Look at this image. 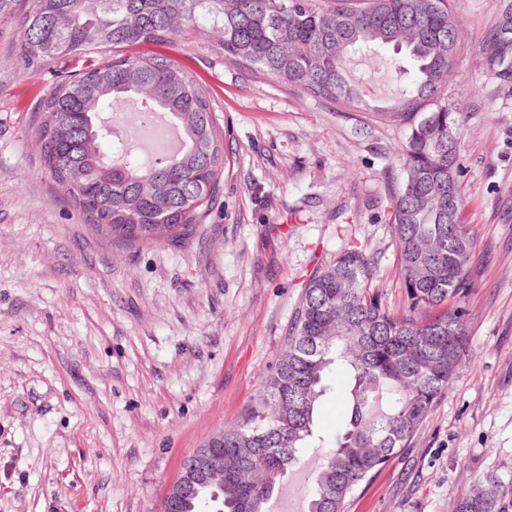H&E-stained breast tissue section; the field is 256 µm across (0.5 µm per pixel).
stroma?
<instances>
[{
  "mask_svg": "<svg viewBox=\"0 0 512 512\" xmlns=\"http://www.w3.org/2000/svg\"><path fill=\"white\" fill-rule=\"evenodd\" d=\"M0 5V512H162L183 460L237 423L284 348L310 274L350 245L379 259L403 308L387 222L405 128L339 112L226 63L210 28L165 52L200 76L224 127L215 213L175 245L126 250L85 224L33 137L53 73L24 67ZM512 0H455L449 103L461 107L458 178L474 239L469 355L409 448L346 512H455L484 476L512 512V85L481 45ZM391 49L348 75L387 105L412 78ZM343 403L322 401L318 439L265 512L307 508Z\"/></svg>",
  "mask_w": 512,
  "mask_h": 512,
  "instance_id": "1",
  "label": "stroma"
}]
</instances>
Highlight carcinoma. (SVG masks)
Segmentation results:
<instances>
[{"label": "carcinoma", "instance_id": "carcinoma-1", "mask_svg": "<svg viewBox=\"0 0 512 512\" xmlns=\"http://www.w3.org/2000/svg\"><path fill=\"white\" fill-rule=\"evenodd\" d=\"M207 25L224 60L297 86L338 112L374 108L345 75L348 52L369 46L407 52L414 77L381 119L404 126L400 175L389 218L404 310L375 289L378 260L361 246L341 250L309 278L284 351L241 421L224 428L222 467L177 499L178 512H262V504L314 435L329 393L347 406L334 450L316 477L308 512H345L347 499L408 447L451 387L467 351L466 297L474 240L463 224L458 183V107L446 87L459 38L450 0H33L20 21L19 58L59 77L42 100L34 137L43 168L96 230L141 249L174 244L206 223L221 192L224 128L198 75L142 45L163 46ZM509 23L490 32L487 67L512 82ZM96 62L76 77L62 65ZM143 97L184 136L176 154L146 167L101 152L104 108ZM336 369L343 379L328 383ZM498 481L486 476L458 512H498Z\"/></svg>", "mask_w": 512, "mask_h": 512}]
</instances>
